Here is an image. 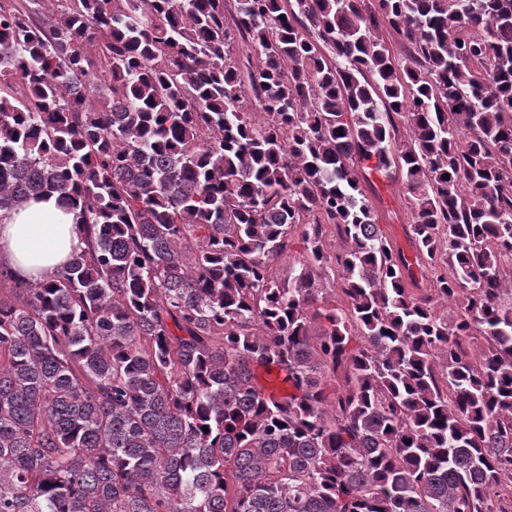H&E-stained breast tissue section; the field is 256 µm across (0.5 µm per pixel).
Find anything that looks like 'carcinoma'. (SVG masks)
Returning <instances> with one entry per match:
<instances>
[{
    "label": "carcinoma",
    "mask_w": 512,
    "mask_h": 512,
    "mask_svg": "<svg viewBox=\"0 0 512 512\" xmlns=\"http://www.w3.org/2000/svg\"><path fill=\"white\" fill-rule=\"evenodd\" d=\"M34 2L0 213L87 249L0 298V512H512V0ZM361 180L363 189L379 216V224L384 234L410 254L407 238L409 214L405 205L404 184L399 179H388L379 173Z\"/></svg>",
    "instance_id": "cac0c4a2"
}]
</instances>
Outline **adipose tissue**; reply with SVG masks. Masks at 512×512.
Listing matches in <instances>:
<instances>
[{
  "label": "adipose tissue",
  "instance_id": "adipose-tissue-1",
  "mask_svg": "<svg viewBox=\"0 0 512 512\" xmlns=\"http://www.w3.org/2000/svg\"><path fill=\"white\" fill-rule=\"evenodd\" d=\"M84 246L74 214L55 197L28 200L0 218V264L20 279H48Z\"/></svg>",
  "mask_w": 512,
  "mask_h": 512
}]
</instances>
